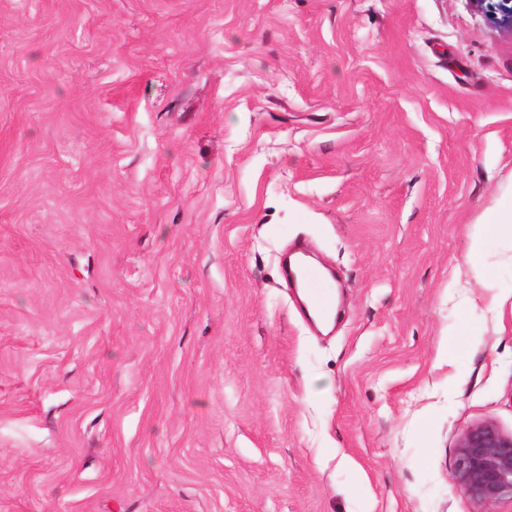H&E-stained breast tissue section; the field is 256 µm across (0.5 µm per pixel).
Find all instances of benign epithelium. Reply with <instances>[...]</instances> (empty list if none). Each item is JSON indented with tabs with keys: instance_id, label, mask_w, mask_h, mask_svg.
<instances>
[{
	"instance_id": "benign-epithelium-1",
	"label": "benign epithelium",
	"mask_w": 512,
	"mask_h": 512,
	"mask_svg": "<svg viewBox=\"0 0 512 512\" xmlns=\"http://www.w3.org/2000/svg\"><path fill=\"white\" fill-rule=\"evenodd\" d=\"M455 486L474 501L512 500V433L492 421L468 428L457 444Z\"/></svg>"
}]
</instances>
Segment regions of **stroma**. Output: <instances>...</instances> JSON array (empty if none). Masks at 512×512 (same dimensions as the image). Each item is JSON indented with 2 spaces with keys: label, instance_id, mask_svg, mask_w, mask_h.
I'll use <instances>...</instances> for the list:
<instances>
[{
  "label": "stroma",
  "instance_id": "35a3bbf8",
  "mask_svg": "<svg viewBox=\"0 0 512 512\" xmlns=\"http://www.w3.org/2000/svg\"><path fill=\"white\" fill-rule=\"evenodd\" d=\"M497 4L0 0V512H512L452 480L512 433ZM472 241L469 251L471 272L480 277L484 274L477 262V256L489 239L509 241L512 245V187L505 191L481 215L471 232ZM306 288L310 292V304L314 309L320 310L325 307L326 299L324 289L326 288L324 274L316 269L310 268L306 275Z\"/></svg>",
  "mask_w": 512,
  "mask_h": 512
}]
</instances>
